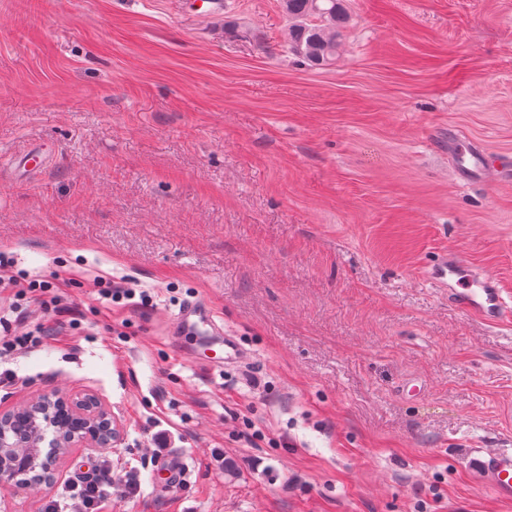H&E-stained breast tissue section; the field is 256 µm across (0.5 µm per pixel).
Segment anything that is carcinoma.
I'll use <instances>...</instances> for the list:
<instances>
[{
	"label": "carcinoma",
	"instance_id": "obj_1",
	"mask_svg": "<svg viewBox=\"0 0 512 512\" xmlns=\"http://www.w3.org/2000/svg\"><path fill=\"white\" fill-rule=\"evenodd\" d=\"M282 7L292 22V51L313 65L331 61L346 25L344 0H282Z\"/></svg>",
	"mask_w": 512,
	"mask_h": 512
}]
</instances>
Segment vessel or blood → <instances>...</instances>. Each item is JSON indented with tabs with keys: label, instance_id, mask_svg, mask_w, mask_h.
<instances>
[{
	"label": "vessel or blood",
	"instance_id": "b4317fda",
	"mask_svg": "<svg viewBox=\"0 0 512 512\" xmlns=\"http://www.w3.org/2000/svg\"><path fill=\"white\" fill-rule=\"evenodd\" d=\"M458 160V173L464 178L479 171L489 175L496 168L495 160L470 149L459 151ZM427 277L437 287L447 289L449 302L468 315L498 322L507 312L508 305L497 279L491 274L474 271L460 251L441 255L428 270ZM208 321L207 313L194 304L186 305L177 317L180 329L193 332ZM481 477L498 498L512 500V451L488 454L481 462Z\"/></svg>",
	"mask_w": 512,
	"mask_h": 512
}]
</instances>
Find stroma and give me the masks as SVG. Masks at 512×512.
<instances>
[{"instance_id": "stroma-1", "label": "stroma", "mask_w": 512, "mask_h": 512, "mask_svg": "<svg viewBox=\"0 0 512 512\" xmlns=\"http://www.w3.org/2000/svg\"><path fill=\"white\" fill-rule=\"evenodd\" d=\"M344 6L314 66L281 0H0V252L83 315L0 363V413L90 391L120 427L0 512H74L98 464L109 512H512L478 469L512 449V321L424 275L457 249L512 296V183L455 174L512 161V0ZM32 146L45 171L16 167ZM121 276L151 308L109 312ZM195 302L245 363L198 358ZM458 174L463 178H469L477 171H483L485 175L493 174L499 177L498 170H495L497 161L482 153L471 149L460 150L458 153ZM208 322L209 315L202 311L200 306L194 304L186 305L177 317L180 329L190 330L196 334L200 331L201 326L207 325Z\"/></svg>"}]
</instances>
